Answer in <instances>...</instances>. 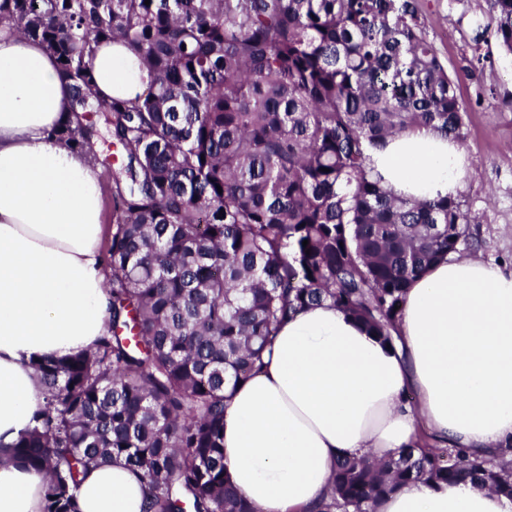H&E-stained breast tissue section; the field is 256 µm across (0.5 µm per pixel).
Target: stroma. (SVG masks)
I'll list each match as a JSON object with an SVG mask.
<instances>
[{
  "label": "stroma",
  "mask_w": 512,
  "mask_h": 512,
  "mask_svg": "<svg viewBox=\"0 0 512 512\" xmlns=\"http://www.w3.org/2000/svg\"><path fill=\"white\" fill-rule=\"evenodd\" d=\"M421 18L449 70L471 58L472 27L485 15V0H417ZM482 68L462 79L457 93L466 117L464 146L471 171L460 192L478 216V251L485 260L512 263V56L496 39L482 44Z\"/></svg>",
  "instance_id": "stroma-1"
}]
</instances>
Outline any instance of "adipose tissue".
<instances>
[{
    "instance_id": "1",
    "label": "adipose tissue",
    "mask_w": 512,
    "mask_h": 512,
    "mask_svg": "<svg viewBox=\"0 0 512 512\" xmlns=\"http://www.w3.org/2000/svg\"><path fill=\"white\" fill-rule=\"evenodd\" d=\"M100 98L144 90L124 47L87 60ZM71 88L38 41L0 30V444L42 403L33 364L94 347L109 317L99 168L51 135ZM386 187L454 196L469 161L455 141L415 128L370 152ZM477 454L512 443V270L474 257L426 267L409 284L399 337L386 344L343 310L306 308L279 329L265 365L224 412V467L255 512H313L339 459L389 457L420 428ZM42 472L0 465V512H42ZM80 512H142L139 473H89ZM378 512H512V500L459 479L395 491Z\"/></svg>"
}]
</instances>
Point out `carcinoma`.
<instances>
[{"mask_svg": "<svg viewBox=\"0 0 512 512\" xmlns=\"http://www.w3.org/2000/svg\"><path fill=\"white\" fill-rule=\"evenodd\" d=\"M486 3L466 77L491 27L512 55V0ZM3 23L55 57L73 99L57 136L112 200L107 330L34 365L44 401L11 461L48 474L43 512H76L86 472L116 461L147 512H254L225 474L224 411L280 326L329 302L390 342L409 282L477 243L465 201L397 195L369 155L416 127L463 140L458 75L417 0H0ZM105 41L147 74L135 98L93 91ZM509 467L422 429L385 461L339 460L316 512L460 478L512 499Z\"/></svg>", "mask_w": 512, "mask_h": 512, "instance_id": "carcinoma-1", "label": "carcinoma"}]
</instances>
